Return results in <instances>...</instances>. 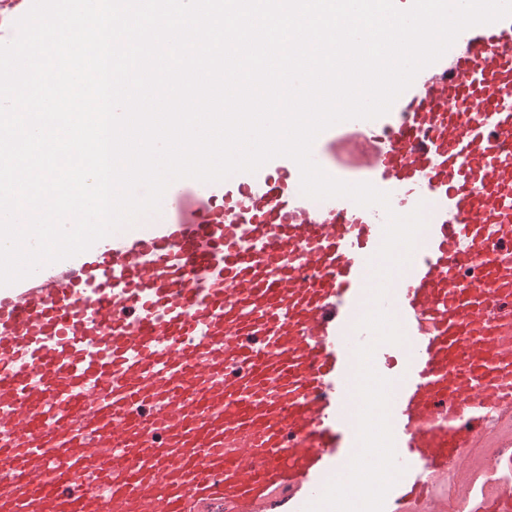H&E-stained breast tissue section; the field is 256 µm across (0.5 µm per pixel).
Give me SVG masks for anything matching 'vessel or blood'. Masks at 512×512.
<instances>
[{
  "mask_svg": "<svg viewBox=\"0 0 512 512\" xmlns=\"http://www.w3.org/2000/svg\"><path fill=\"white\" fill-rule=\"evenodd\" d=\"M426 226L359 321L383 207L300 192L279 156L180 179L158 212L0 286V512H299L357 446L355 351L387 367L399 503L467 448L512 447V17L421 70L372 137Z\"/></svg>",
  "mask_w": 512,
  "mask_h": 512,
  "instance_id": "b4317fda",
  "label": "vessel or blood"
}]
</instances>
